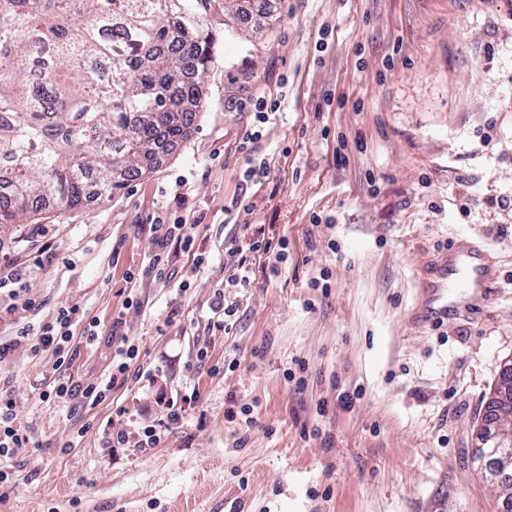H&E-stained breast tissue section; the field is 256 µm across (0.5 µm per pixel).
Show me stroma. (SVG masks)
Masks as SVG:
<instances>
[{
  "label": "stroma",
  "instance_id": "stroma-1",
  "mask_svg": "<svg viewBox=\"0 0 512 512\" xmlns=\"http://www.w3.org/2000/svg\"><path fill=\"white\" fill-rule=\"evenodd\" d=\"M224 20L208 18L216 58L186 140L107 199L0 226L20 287L0 290V389L30 436L0 512H499L474 455L512 356V0H269ZM261 97L280 102L263 123ZM156 217L201 220L162 276ZM254 235L287 240L286 259L225 286V240ZM457 237L494 263L490 301L413 329L426 263ZM219 290L227 333L209 322ZM18 297L31 308L7 314ZM73 304L96 338L57 371L18 331ZM116 333L140 372L109 402H41L54 379L107 373ZM160 389L199 400L157 423L156 447H107L115 408L134 424Z\"/></svg>",
  "mask_w": 512,
  "mask_h": 512
}]
</instances>
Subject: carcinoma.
Instances as JSON below:
<instances>
[{"instance_id":"cac0c4a2","label":"carcinoma","mask_w":512,"mask_h":512,"mask_svg":"<svg viewBox=\"0 0 512 512\" xmlns=\"http://www.w3.org/2000/svg\"><path fill=\"white\" fill-rule=\"evenodd\" d=\"M260 0H0V224L109 196L188 137L206 25Z\"/></svg>"}]
</instances>
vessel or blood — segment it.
Instances as JSON below:
<instances>
[{
	"label": "vessel or blood",
	"instance_id": "1",
	"mask_svg": "<svg viewBox=\"0 0 512 512\" xmlns=\"http://www.w3.org/2000/svg\"><path fill=\"white\" fill-rule=\"evenodd\" d=\"M456 273L464 276L463 290L459 297L452 299L448 296V278ZM494 281L495 270L475 242L468 238L450 242L438 257L430 278L421 283L418 323L441 321L449 312L462 308L471 311L481 308L489 299Z\"/></svg>",
	"mask_w": 512,
	"mask_h": 512
}]
</instances>
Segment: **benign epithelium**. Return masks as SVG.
<instances>
[{"label": "benign epithelium", "mask_w": 512, "mask_h": 512, "mask_svg": "<svg viewBox=\"0 0 512 512\" xmlns=\"http://www.w3.org/2000/svg\"><path fill=\"white\" fill-rule=\"evenodd\" d=\"M487 407L489 417L476 430V461L485 480L500 484L512 474V425L501 423L512 417V359L501 366Z\"/></svg>", "instance_id": "benign-epithelium-1"}]
</instances>
